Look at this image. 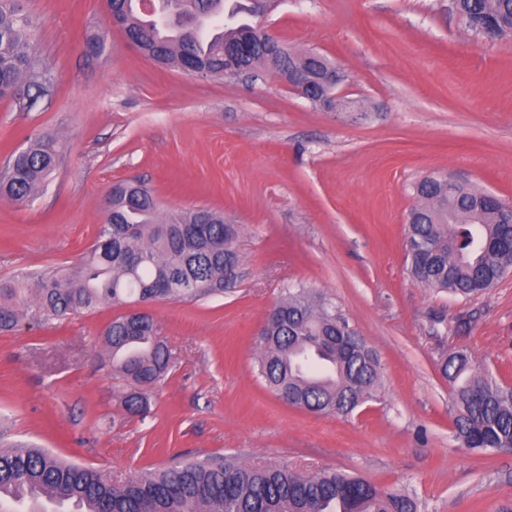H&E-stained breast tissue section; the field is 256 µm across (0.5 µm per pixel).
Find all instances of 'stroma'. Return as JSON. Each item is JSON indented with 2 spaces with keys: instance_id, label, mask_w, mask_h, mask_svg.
<instances>
[{
  "instance_id": "35a3bbf8",
  "label": "stroma",
  "mask_w": 512,
  "mask_h": 512,
  "mask_svg": "<svg viewBox=\"0 0 512 512\" xmlns=\"http://www.w3.org/2000/svg\"><path fill=\"white\" fill-rule=\"evenodd\" d=\"M48 79L33 107L0 100V162L51 134L64 158L46 190L0 197V279L77 264L116 183L161 211L207 208L238 224L236 285L144 304L169 370L145 415L122 401L105 330L128 306L0 332V435L108 482L172 459L336 469L410 495L419 512H512V451L462 448L441 363L459 347L512 384V273L472 299L409 275L405 219L428 175L512 205V37L468 30L453 0H275L263 24L325 56L367 112L313 107L272 70L200 78L158 65L103 27L105 0H25ZM287 287L326 294L377 353L378 400L348 416L298 409L256 373L258 334Z\"/></svg>"
}]
</instances>
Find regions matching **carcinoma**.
<instances>
[{"mask_svg": "<svg viewBox=\"0 0 512 512\" xmlns=\"http://www.w3.org/2000/svg\"><path fill=\"white\" fill-rule=\"evenodd\" d=\"M139 0H109L104 28L87 47L105 46L116 27L149 59L185 69L194 58L210 77H224L230 62L224 47L251 43L241 65L267 66L282 76L303 67L315 74L325 57L282 47L268 50L254 28L257 0H161L166 25L146 21ZM456 11L477 32L497 23L512 34V0H456ZM234 16L208 39L206 23ZM35 24L19 0H0V99L24 94L36 100L45 81L31 54ZM61 163L57 138L42 134L13 152L0 171V196L27 203L51 180ZM406 246L413 279L428 288L471 298L512 272V225L501 224L495 207L478 210L481 191L448 192V179L426 176L414 187ZM153 191L139 182L112 188L110 207L97 242L75 266L44 271L33 286L19 278L0 281V330L27 315L63 321L103 305L196 300L221 295L233 284L224 257L238 256L239 228L209 209H177L159 217ZM258 338V374L288 404L320 414L348 416L374 400L381 371L374 351L336 311L328 296L290 288L274 306ZM112 363L139 391L124 409L141 414L148 391L168 368L160 328L149 315L126 313L106 330ZM441 371L452 389L454 432L461 445L483 454L512 448V386L475 365L459 350ZM416 512L414 502L395 491L333 470L313 474L287 468L252 469L222 455L179 460L150 470L121 486L93 469L65 463L52 453L17 444L0 448V512Z\"/></svg>", "mask_w": 512, "mask_h": 512, "instance_id": "cac0c4a2", "label": "carcinoma"}]
</instances>
